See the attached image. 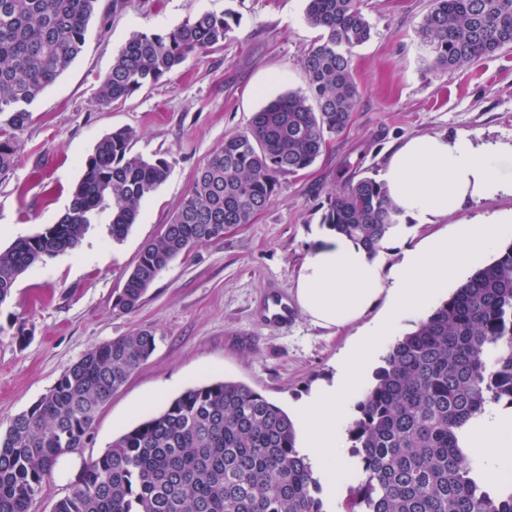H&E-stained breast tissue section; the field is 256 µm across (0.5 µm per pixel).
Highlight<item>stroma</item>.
I'll return each mask as SVG.
<instances>
[{
    "instance_id": "35a3bbf8",
    "label": "stroma",
    "mask_w": 512,
    "mask_h": 512,
    "mask_svg": "<svg viewBox=\"0 0 512 512\" xmlns=\"http://www.w3.org/2000/svg\"><path fill=\"white\" fill-rule=\"evenodd\" d=\"M364 3L374 35L355 52L359 102L348 128L329 139L314 165L281 177L250 223L230 225L223 238L174 260L130 314H115L113 299L144 245L179 208L197 167L268 101L306 90L303 61L320 35L305 20L306 0H135L107 26L90 21L82 54L31 106L14 167L0 175L1 249L58 222L107 133L133 129L135 152L171 164L123 241H112L105 224L92 225L76 250L21 275L0 305L1 426L91 348L143 328L156 332L151 357L102 406L85 447L59 462L35 512H50L89 459L189 387L240 381L291 409L335 373L362 331L358 323L313 325L293 300L304 259L324 231L329 194L347 179L378 177L385 151L409 136L512 140V50L455 71L436 69L417 36L430 0ZM229 7L240 22L222 48L189 58L126 101L98 103L99 82L132 33L168 31ZM510 210L511 197L471 203L447 224L412 225L379 257L398 263L405 248L446 232L448 224ZM273 289L291 298L292 320L282 330L262 320Z\"/></svg>"
}]
</instances>
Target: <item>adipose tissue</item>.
<instances>
[{
    "instance_id": "ef3b65f1",
    "label": "adipose tissue",
    "mask_w": 512,
    "mask_h": 512,
    "mask_svg": "<svg viewBox=\"0 0 512 512\" xmlns=\"http://www.w3.org/2000/svg\"><path fill=\"white\" fill-rule=\"evenodd\" d=\"M380 178L402 223L438 224L466 203L512 198V141L480 143L466 133L415 135L387 155ZM501 238L500 218L464 220L385 267L352 239L332 232L318 237L295 288L298 306L314 324L341 328L363 319L380 299L388 301L384 316L345 353L335 379L293 410L303 452L320 471L325 489H335L348 476V401L364 367L403 319L425 309ZM465 444L490 461L493 482L512 483V411L488 406L469 425Z\"/></svg>"
}]
</instances>
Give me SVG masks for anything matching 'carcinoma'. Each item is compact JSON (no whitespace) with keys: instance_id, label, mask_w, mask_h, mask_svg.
<instances>
[{"instance_id":"cac0c4a2","label":"carcinoma","mask_w":512,"mask_h":512,"mask_svg":"<svg viewBox=\"0 0 512 512\" xmlns=\"http://www.w3.org/2000/svg\"><path fill=\"white\" fill-rule=\"evenodd\" d=\"M134 0H0V174L14 167L30 106L81 54L89 21ZM322 31L303 67L308 88L267 102L200 165L161 234L142 250L112 310L130 314L168 265L227 224H248L279 179L313 165L356 110L354 50L373 35L364 0H307ZM233 12L185 19L170 31L133 33L100 80L109 105L158 83L234 32ZM437 68L458 70L512 48V0H431L417 29ZM135 131L104 135L86 159L59 221L0 249V305L32 266L79 246L94 217L122 241L170 162L132 151ZM322 224L371 256L399 224L382 184L346 181ZM140 329L90 349L28 410L0 429V512H31L63 457L85 446L98 412L154 352ZM347 428L354 483L340 512H512V487L485 477L465 448L466 426L490 404L512 407V243L477 268L415 329L391 344ZM51 512H335L297 447L292 418L231 380L193 386L113 438Z\"/></svg>"}]
</instances>
